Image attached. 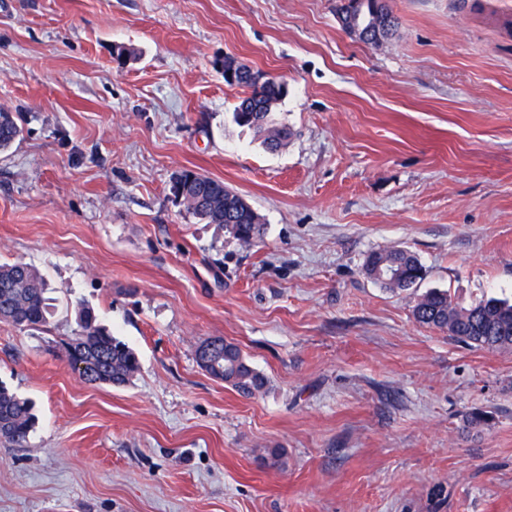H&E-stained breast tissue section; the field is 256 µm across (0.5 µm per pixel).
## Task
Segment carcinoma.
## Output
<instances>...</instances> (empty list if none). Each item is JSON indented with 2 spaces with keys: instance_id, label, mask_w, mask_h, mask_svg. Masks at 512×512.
<instances>
[{
  "instance_id": "1",
  "label": "carcinoma",
  "mask_w": 512,
  "mask_h": 512,
  "mask_svg": "<svg viewBox=\"0 0 512 512\" xmlns=\"http://www.w3.org/2000/svg\"><path fill=\"white\" fill-rule=\"evenodd\" d=\"M373 23L377 17L387 18V28L371 31L368 42L377 44L393 34L398 18L386 0H345L338 16L351 18L356 13ZM235 86L243 89L234 108V122L248 127L270 149L286 145L288 137L273 117L284 90L277 84L257 91L245 75L238 76ZM22 128L18 116L6 106H0V153L12 148L20 138ZM183 187L184 203L198 218L209 224H222L239 243L252 246L264 235L260 215L238 193L224 188V182L192 170L182 171L179 180ZM365 274L385 288L396 291L410 288L424 274L419 259L409 251L392 249L368 255ZM46 283L30 264L17 260L0 263V322L22 329H37L46 323ZM414 319L425 326L450 332L467 344L486 349L512 348V303L487 298L462 308L453 303L448 292L434 290L419 298L413 306ZM79 332L66 343L72 350L71 359L82 364L80 378L92 385L105 383L122 387L131 382L140 369L137 353L126 343L103 330L93 310L78 309ZM215 365L207 373L221 379L243 396H254L267 386V379L245 358L240 348L219 337ZM34 417L27 401L0 386V428L8 443L23 446Z\"/></svg>"
}]
</instances>
